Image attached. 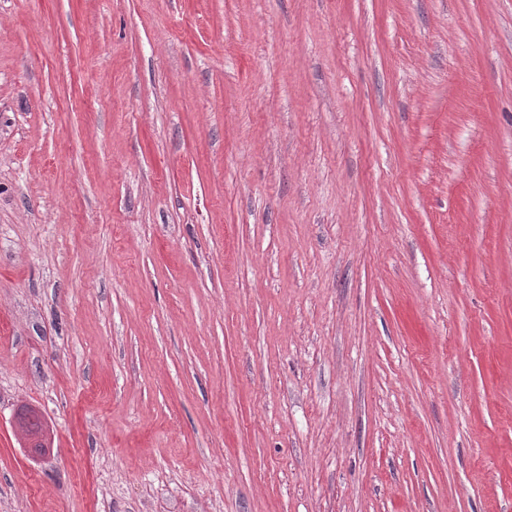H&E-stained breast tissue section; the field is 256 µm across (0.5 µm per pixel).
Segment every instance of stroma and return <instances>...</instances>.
<instances>
[{
    "label": "stroma",
    "instance_id": "1",
    "mask_svg": "<svg viewBox=\"0 0 512 512\" xmlns=\"http://www.w3.org/2000/svg\"><path fill=\"white\" fill-rule=\"evenodd\" d=\"M0 512H512V0H0Z\"/></svg>",
    "mask_w": 512,
    "mask_h": 512
}]
</instances>
